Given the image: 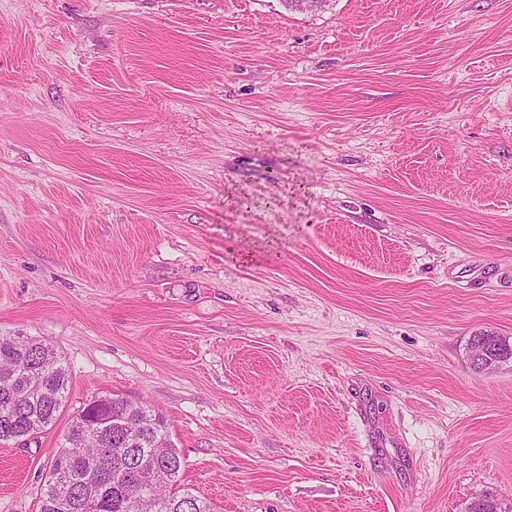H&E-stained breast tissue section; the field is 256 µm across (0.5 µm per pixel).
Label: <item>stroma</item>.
Listing matches in <instances>:
<instances>
[{"label": "stroma", "instance_id": "1", "mask_svg": "<svg viewBox=\"0 0 512 512\" xmlns=\"http://www.w3.org/2000/svg\"><path fill=\"white\" fill-rule=\"evenodd\" d=\"M250 251L234 261L229 248ZM512 0H0V337L163 417L220 512H512ZM497 343V338L492 336L490 332L479 334L472 341L469 360L478 373L497 368L507 361V359L498 356Z\"/></svg>", "mask_w": 512, "mask_h": 512}]
</instances>
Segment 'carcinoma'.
<instances>
[{
    "label": "carcinoma",
    "mask_w": 512,
    "mask_h": 512,
    "mask_svg": "<svg viewBox=\"0 0 512 512\" xmlns=\"http://www.w3.org/2000/svg\"><path fill=\"white\" fill-rule=\"evenodd\" d=\"M0 369L32 383L20 395L0 385V442L30 440L56 423L69 374L54 346L32 336L0 338ZM182 461L164 419L149 407L105 397L81 410L63 436L40 490V512H139L135 498L153 496L158 512H218L181 486Z\"/></svg>",
    "instance_id": "carcinoma-1"
}]
</instances>
